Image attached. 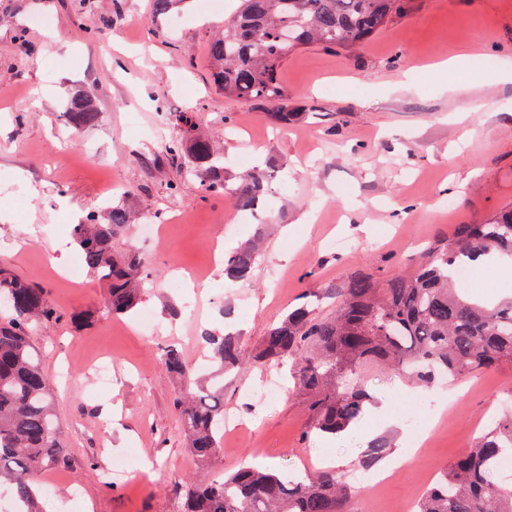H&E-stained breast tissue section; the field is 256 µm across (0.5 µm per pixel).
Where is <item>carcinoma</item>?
I'll return each instance as SVG.
<instances>
[{
	"label": "carcinoma",
	"instance_id": "1",
	"mask_svg": "<svg viewBox=\"0 0 512 512\" xmlns=\"http://www.w3.org/2000/svg\"><path fill=\"white\" fill-rule=\"evenodd\" d=\"M413 0H239L224 29L209 41L211 75L224 98L273 107L272 122L286 126L300 118L288 110L281 78L284 58L297 47L317 43L347 52L407 13ZM294 31L285 44L278 29ZM70 124L78 129L98 121L95 104L81 94L66 104ZM170 140L165 152L181 159L186 173L209 192L233 198L243 208L265 194L264 173L228 183L215 141L199 123ZM124 203H115L107 223L95 212L72 227L85 265L107 288L106 311L120 316L141 301L148 273L141 259L114 252L113 242L130 222ZM258 249L244 245L224 262V275L246 279ZM512 260V209L474 224H458L453 234L425 249L411 273L383 284L364 273L351 275L336 289V311L314 313L313 302L292 310L264 336L255 353L242 352L233 335L208 334L211 360L221 369L283 362L297 351L307 356L299 380L311 391L313 429L336 435L356 423L370 396L352 378L366 364L380 363L408 379L453 381L503 362L512 363V299L481 306L462 296L456 271L463 263ZM64 314L44 289L14 277L0 264V488L23 505V512H46L35 475L57 469L66 456L49 380L31 336L36 325L59 321ZM167 370L184 381L174 407L184 426L189 451L206 461L220 448L224 422V380L205 384L181 355L169 350ZM512 456V416L492 421L473 448L438 474L418 503L417 512H512V483L501 484L498 467ZM350 496L342 477L322 469L305 479L288 473L246 467L221 480L194 481L186 490V512H349Z\"/></svg>",
	"mask_w": 512,
	"mask_h": 512
}]
</instances>
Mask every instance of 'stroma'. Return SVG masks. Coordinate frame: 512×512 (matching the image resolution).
I'll list each match as a JSON object with an SVG mask.
<instances>
[{
  "mask_svg": "<svg viewBox=\"0 0 512 512\" xmlns=\"http://www.w3.org/2000/svg\"><path fill=\"white\" fill-rule=\"evenodd\" d=\"M93 23L104 39L82 34ZM223 23V10L201 14L197 0H180L167 19L153 18L151 0H0V259L65 314L34 338L69 459L51 472L49 512L74 501L77 512H184L192 478L245 465L352 473L357 444L312 429L297 354L225 375L224 412L242 427L197 460L173 407L180 384L165 352L208 366L204 334L227 331L254 350L306 294L321 293L318 311L328 313V290L350 274L386 282L455 225L512 206V81L499 77L512 66V0H414L350 52L292 50L283 81L301 118L284 128L265 105L227 100L210 84L209 40ZM462 47L471 52L465 68L425 72ZM407 72L411 87L396 89ZM75 94L95 102L98 124L69 128L65 105ZM184 112L222 136L229 178L270 173L263 207L243 209L181 175L164 145L180 135ZM456 112L471 113L472 125L452 123ZM113 181L138 214L114 249L139 254L153 272L141 303L159 327L153 335L136 332L135 318L103 313L105 290L91 271L76 286L52 262L80 263L71 228L102 207ZM159 215L169 220L162 241L142 239L140 224ZM257 235L261 252L246 280L210 265L212 239L230 253ZM184 266L205 273L193 313L179 286ZM270 378L282 386L272 401L254 392ZM362 382L378 402L438 407L421 410L423 446L396 460L385 486H355L352 501L366 512L420 498L428 472L512 412L508 362L430 387L374 365ZM125 459L129 476L108 481L113 461Z\"/></svg>",
  "mask_w": 512,
  "mask_h": 512,
  "instance_id": "stroma-1",
  "label": "stroma"
}]
</instances>
